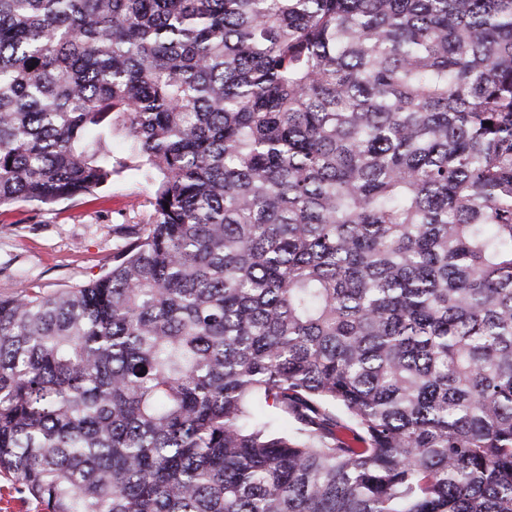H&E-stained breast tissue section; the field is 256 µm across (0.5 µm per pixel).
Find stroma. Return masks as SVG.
Returning <instances> with one entry per match:
<instances>
[{"mask_svg":"<svg viewBox=\"0 0 512 512\" xmlns=\"http://www.w3.org/2000/svg\"><path fill=\"white\" fill-rule=\"evenodd\" d=\"M142 180L125 172L109 190L46 209L25 203L0 208V294L29 285L45 292L73 288L112 267V252L131 225L150 214Z\"/></svg>","mask_w":512,"mask_h":512,"instance_id":"1","label":"stroma"}]
</instances>
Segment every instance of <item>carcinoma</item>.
<instances>
[{"mask_svg":"<svg viewBox=\"0 0 512 512\" xmlns=\"http://www.w3.org/2000/svg\"><path fill=\"white\" fill-rule=\"evenodd\" d=\"M108 134L153 212L0 296V512H512V0H0V207Z\"/></svg>","mask_w":512,"mask_h":512,"instance_id":"cac0c4a2","label":"carcinoma"}]
</instances>
